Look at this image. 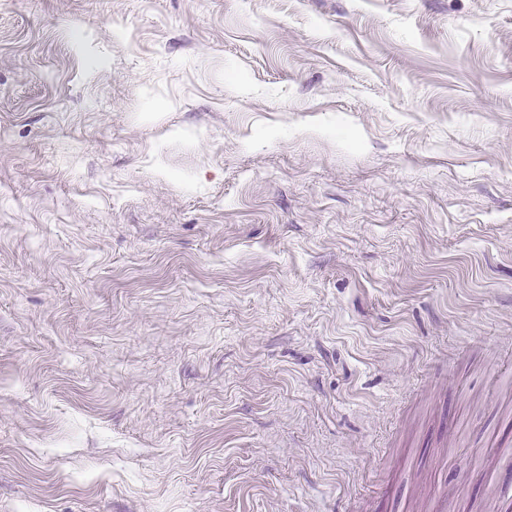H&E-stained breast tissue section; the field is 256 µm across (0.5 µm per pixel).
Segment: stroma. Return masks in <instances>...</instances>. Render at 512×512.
Masks as SVG:
<instances>
[{
  "label": "stroma",
  "mask_w": 512,
  "mask_h": 512,
  "mask_svg": "<svg viewBox=\"0 0 512 512\" xmlns=\"http://www.w3.org/2000/svg\"><path fill=\"white\" fill-rule=\"evenodd\" d=\"M0 512H512V0H0Z\"/></svg>",
  "instance_id": "obj_1"
}]
</instances>
